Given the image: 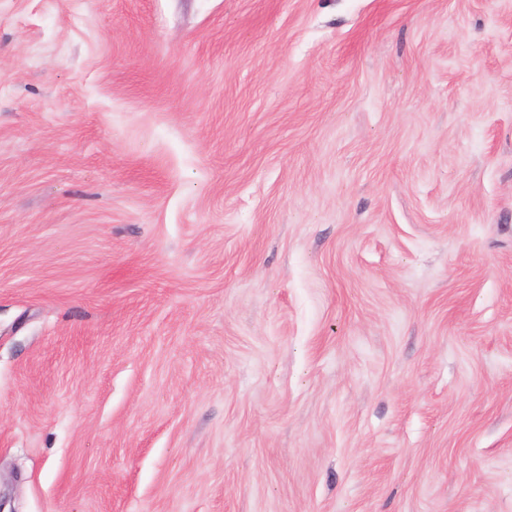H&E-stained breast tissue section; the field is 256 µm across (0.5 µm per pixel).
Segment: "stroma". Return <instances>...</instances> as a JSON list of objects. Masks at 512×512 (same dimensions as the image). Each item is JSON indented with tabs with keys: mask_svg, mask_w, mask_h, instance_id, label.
Returning <instances> with one entry per match:
<instances>
[{
	"mask_svg": "<svg viewBox=\"0 0 512 512\" xmlns=\"http://www.w3.org/2000/svg\"><path fill=\"white\" fill-rule=\"evenodd\" d=\"M13 512H512V0H0Z\"/></svg>",
	"mask_w": 512,
	"mask_h": 512,
	"instance_id": "35a3bbf8",
	"label": "stroma"
}]
</instances>
